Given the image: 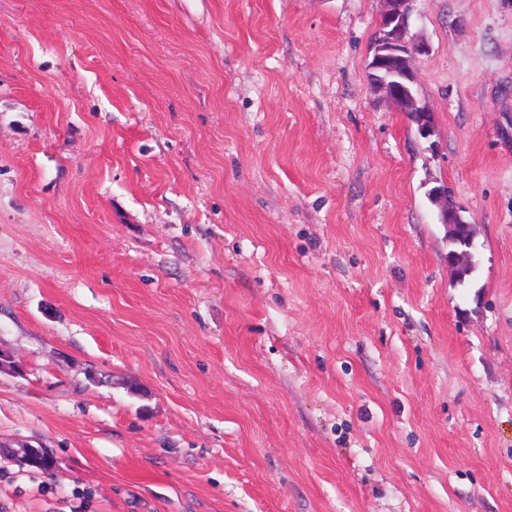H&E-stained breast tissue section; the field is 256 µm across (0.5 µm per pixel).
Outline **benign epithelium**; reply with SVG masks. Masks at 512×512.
<instances>
[{"label":"benign epithelium","mask_w":512,"mask_h":512,"mask_svg":"<svg viewBox=\"0 0 512 512\" xmlns=\"http://www.w3.org/2000/svg\"><path fill=\"white\" fill-rule=\"evenodd\" d=\"M414 0H381L383 4L375 38V52L368 66L370 84L383 94L399 112L406 113L417 126L418 134L424 138L434 133L433 112L429 106L412 93L416 85L413 61L429 50L423 38H407L413 16ZM429 197L440 209V223L448 233V243L459 248L453 250L448 265L461 270L472 260L468 247L475 238L474 225L466 223L461 208L454 202L448 186L441 185L430 190ZM11 459L22 467L48 470L55 468L53 453L47 448H35L22 444L8 452Z\"/></svg>","instance_id":"obj_1"}]
</instances>
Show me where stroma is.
Returning <instances> with one entry per match:
<instances>
[{"mask_svg":"<svg viewBox=\"0 0 512 512\" xmlns=\"http://www.w3.org/2000/svg\"><path fill=\"white\" fill-rule=\"evenodd\" d=\"M381 9L0 0V512H512V0H418L426 139ZM416 0H381L383 4L372 60L368 66L370 84L399 112H405L424 138L434 133V113L412 93L416 85L413 61L429 50L424 38L407 39ZM429 197L440 209V223L448 233V244H461L472 247L475 238L474 225L466 223L461 216V208L454 202L448 185L434 187ZM7 454L22 467L48 471L55 468L53 453L46 448H35L28 444H22L18 448L8 451Z\"/></svg>","mask_w":512,"mask_h":512,"instance_id":"35a3bbf8","label":"stroma"}]
</instances>
